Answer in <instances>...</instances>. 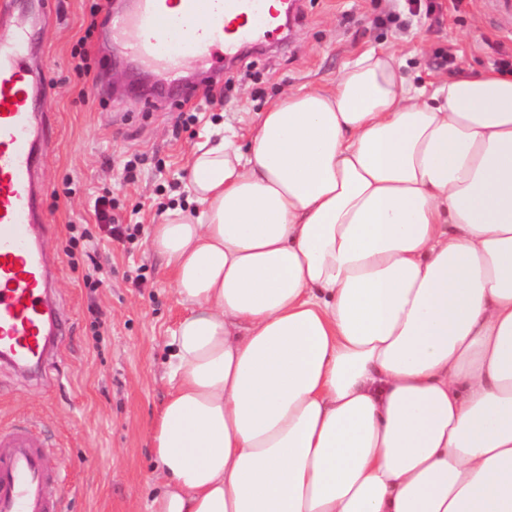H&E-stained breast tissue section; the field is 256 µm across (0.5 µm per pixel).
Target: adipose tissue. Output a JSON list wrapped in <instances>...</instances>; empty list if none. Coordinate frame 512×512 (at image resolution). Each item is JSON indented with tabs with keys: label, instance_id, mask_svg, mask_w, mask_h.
<instances>
[{
	"label": "adipose tissue",
	"instance_id": "obj_1",
	"mask_svg": "<svg viewBox=\"0 0 512 512\" xmlns=\"http://www.w3.org/2000/svg\"><path fill=\"white\" fill-rule=\"evenodd\" d=\"M368 51L148 231L185 315L147 512H512V73Z\"/></svg>",
	"mask_w": 512,
	"mask_h": 512
}]
</instances>
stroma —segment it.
I'll list each match as a JSON object with an SVG mask.
<instances>
[{"mask_svg":"<svg viewBox=\"0 0 512 512\" xmlns=\"http://www.w3.org/2000/svg\"><path fill=\"white\" fill-rule=\"evenodd\" d=\"M301 0L283 36L260 39L225 64L223 95L203 86H168L112 51L106 25L87 50L90 78L71 67L85 28L86 0H47L48 22L35 34L34 70L53 89V147L43 171V207L58 230L47 245L60 260L57 299L67 321L61 355L38 376L0 366V422L26 419L52 442L62 468L53 494L62 512H146L161 485L150 428L169 384V334L184 314L164 261L149 247L151 224L183 196L197 142L217 125L253 134L257 115L284 94L335 83L368 50L392 51L404 76L426 84L512 63V14L499 0ZM198 105L196 122L178 120L179 103ZM133 174H126L127 161ZM112 199L122 223L138 225L125 243L110 239L95 215ZM95 239L104 287L84 283L70 257L71 225Z\"/></svg>","mask_w":512,"mask_h":512,"instance_id":"1","label":"stroma"}]
</instances>
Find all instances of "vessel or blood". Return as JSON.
<instances>
[{
	"label": "vessel or blood",
	"instance_id": "vessel-or-blood-1",
	"mask_svg": "<svg viewBox=\"0 0 512 512\" xmlns=\"http://www.w3.org/2000/svg\"><path fill=\"white\" fill-rule=\"evenodd\" d=\"M108 25L125 55L174 81L186 61L223 64L280 28L270 0H131ZM31 38L23 27L0 35V362L18 367L41 364L48 337L65 326L47 250L56 226L40 191L52 144V82L28 69ZM59 472V459L32 426L0 427V512H58L48 486Z\"/></svg>",
	"mask_w": 512,
	"mask_h": 512
}]
</instances>
